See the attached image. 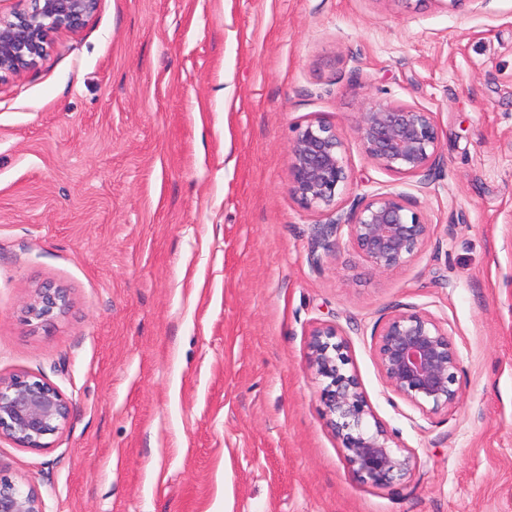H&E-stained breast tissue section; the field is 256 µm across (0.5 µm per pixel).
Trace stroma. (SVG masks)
<instances>
[{
    "mask_svg": "<svg viewBox=\"0 0 512 512\" xmlns=\"http://www.w3.org/2000/svg\"><path fill=\"white\" fill-rule=\"evenodd\" d=\"M434 112L424 182L364 156L367 103ZM309 119L335 126L343 199L400 192L427 245L380 273L348 243L308 260L319 217L289 189ZM68 288L54 325L24 308ZM447 321L459 408L393 395L373 328ZM337 325L368 403L417 465L349 470L309 364ZM69 400L48 448L0 440L44 512H512V0H99L0 81V374ZM70 303L66 288L46 283L35 290L26 304V320L29 325L35 324L36 327L50 325L67 313Z\"/></svg>",
    "mask_w": 512,
    "mask_h": 512,
    "instance_id": "stroma-1",
    "label": "stroma"
}]
</instances>
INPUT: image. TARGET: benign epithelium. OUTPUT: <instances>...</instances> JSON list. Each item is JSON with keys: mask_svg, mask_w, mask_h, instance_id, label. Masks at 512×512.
Masks as SVG:
<instances>
[{"mask_svg": "<svg viewBox=\"0 0 512 512\" xmlns=\"http://www.w3.org/2000/svg\"><path fill=\"white\" fill-rule=\"evenodd\" d=\"M27 9L0 14V80L33 68L50 46L51 34L77 32L98 0H25ZM354 132L366 158L390 172L422 178L443 162L434 113L417 105L372 103L358 113ZM290 190L323 217L313 225L310 261L318 266L343 238L379 272L407 264L427 244L430 224L393 190L364 195L345 208L350 183L345 144L336 127L308 120L290 147ZM67 289L47 283L25 307L28 324L47 326L67 313ZM309 360L321 382L322 414L340 441L350 471L366 484L402 480L415 465L413 452L395 445L368 403L341 330L317 323L309 331ZM374 355L389 391L427 417L458 408L462 372L448 324L428 311L401 308L378 323ZM70 403L47 380L18 371L0 375V439L41 450L63 433ZM0 512H43L37 489L0 469Z\"/></svg>", "mask_w": 512, "mask_h": 512, "instance_id": "obj_1", "label": "benign epithelium"}]
</instances>
